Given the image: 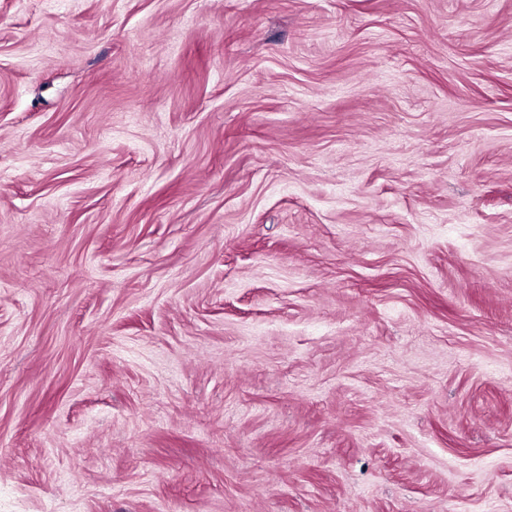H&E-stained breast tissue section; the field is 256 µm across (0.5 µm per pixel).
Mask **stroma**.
I'll return each mask as SVG.
<instances>
[{"instance_id": "35a3bbf8", "label": "stroma", "mask_w": 512, "mask_h": 512, "mask_svg": "<svg viewBox=\"0 0 512 512\" xmlns=\"http://www.w3.org/2000/svg\"><path fill=\"white\" fill-rule=\"evenodd\" d=\"M0 512H512V0H0Z\"/></svg>"}]
</instances>
